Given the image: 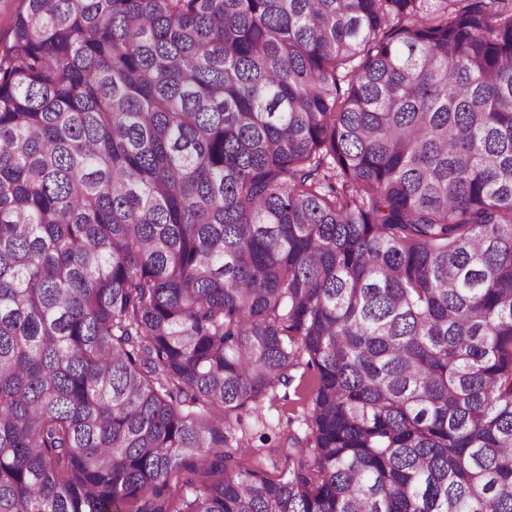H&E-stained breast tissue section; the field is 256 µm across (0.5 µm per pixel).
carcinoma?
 Wrapping results in <instances>:
<instances>
[{
	"label": "carcinoma",
	"instance_id": "1",
	"mask_svg": "<svg viewBox=\"0 0 512 512\" xmlns=\"http://www.w3.org/2000/svg\"><path fill=\"white\" fill-rule=\"evenodd\" d=\"M0 512H512V0H19ZM289 373L292 375L291 383L287 387L280 385L271 396L266 397L259 412L250 409L243 411L242 428L246 433V447L237 451L246 465L261 460L264 468L277 474L288 470L295 460L288 459L284 453L267 454L266 449L258 453L256 449L274 448L288 434L304 437L306 427L303 417L309 410V396L315 383L312 372L302 358Z\"/></svg>",
	"mask_w": 512,
	"mask_h": 512
}]
</instances>
